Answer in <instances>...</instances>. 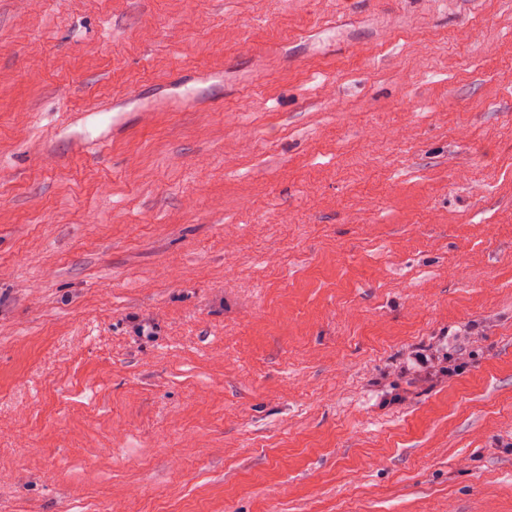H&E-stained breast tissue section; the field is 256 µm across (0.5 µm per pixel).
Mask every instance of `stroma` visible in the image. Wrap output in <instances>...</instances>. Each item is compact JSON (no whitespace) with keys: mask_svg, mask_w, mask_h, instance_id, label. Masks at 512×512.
I'll return each mask as SVG.
<instances>
[{"mask_svg":"<svg viewBox=\"0 0 512 512\" xmlns=\"http://www.w3.org/2000/svg\"><path fill=\"white\" fill-rule=\"evenodd\" d=\"M0 512H512V0H0ZM165 105L174 112H182L192 106L195 112L208 111V103L205 99L192 92L172 93L165 100ZM446 336L436 340L420 342L413 345L402 355L399 374L407 378L406 384L415 387L421 382L440 376H449L463 369L474 354L466 349L450 345Z\"/></svg>","mask_w":512,"mask_h":512,"instance_id":"obj_1","label":"stroma"}]
</instances>
